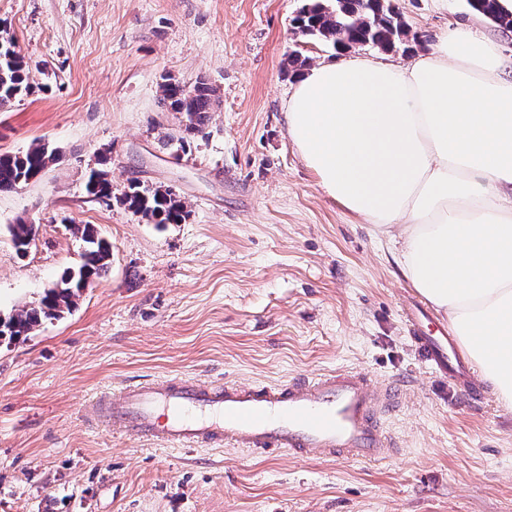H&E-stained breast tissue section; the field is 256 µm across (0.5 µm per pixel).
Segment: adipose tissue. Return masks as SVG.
Instances as JSON below:
<instances>
[{"instance_id":"adipose-tissue-1","label":"adipose tissue","mask_w":512,"mask_h":512,"mask_svg":"<svg viewBox=\"0 0 512 512\" xmlns=\"http://www.w3.org/2000/svg\"><path fill=\"white\" fill-rule=\"evenodd\" d=\"M512 57L476 23L405 66L311 68L288 135L325 192L399 245L401 273L512 401Z\"/></svg>"}]
</instances>
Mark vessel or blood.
Masks as SVG:
<instances>
[{
	"label": "vessel or blood",
	"instance_id": "b4317fda",
	"mask_svg": "<svg viewBox=\"0 0 512 512\" xmlns=\"http://www.w3.org/2000/svg\"><path fill=\"white\" fill-rule=\"evenodd\" d=\"M404 314L420 360L470 399L480 390L465 374L446 327L425 330L427 311L409 300ZM87 417L110 421L125 434L153 438L186 453L202 444L301 458H383L390 444L378 421L370 379L353 370L269 384L159 379L126 386L119 397L87 405Z\"/></svg>",
	"mask_w": 512,
	"mask_h": 512
}]
</instances>
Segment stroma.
<instances>
[{
    "label": "stroma",
    "instance_id": "stroma-1",
    "mask_svg": "<svg viewBox=\"0 0 512 512\" xmlns=\"http://www.w3.org/2000/svg\"><path fill=\"white\" fill-rule=\"evenodd\" d=\"M408 39L369 56L404 64L447 27L479 22L504 55L512 30L466 0H393ZM303 0H0V31L31 94L0 110V153L40 141L58 160L0 193V314L36 304L79 264L74 228L112 244L75 309L0 343V512H512V402L471 404L417 357L402 318L412 287L395 246L330 198L288 137L284 110L309 65L342 56L296 35ZM203 77L220 103L204 135L159 83ZM105 167L113 199L85 191ZM168 187L190 216L149 224L119 202L130 181ZM36 227L18 256L10 227ZM342 368L378 395L392 437L380 462L299 460L203 447L184 454L113 433L80 409L134 382H279Z\"/></svg>",
    "mask_w": 512,
    "mask_h": 512
}]
</instances>
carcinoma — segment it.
<instances>
[{
	"instance_id": "cac0c4a2",
	"label": "carcinoma",
	"mask_w": 512,
	"mask_h": 512,
	"mask_svg": "<svg viewBox=\"0 0 512 512\" xmlns=\"http://www.w3.org/2000/svg\"><path fill=\"white\" fill-rule=\"evenodd\" d=\"M471 11L503 29L512 30V12L504 10L501 0H467ZM295 29L303 37L332 43L336 47L372 46L391 50L408 36V28L391 0H306L294 18ZM32 89L29 69L16 50L13 38H0V108ZM162 100L173 112L182 115L180 145L203 133L209 114L216 104V89L204 78L187 86L166 76L160 83ZM58 159L56 150L36 143L26 151L0 154V192L18 189L38 178ZM86 192L102 200L112 199V181L103 169L91 171ZM119 201L134 215L150 224H181L189 218L185 203L169 188L132 183ZM83 242L81 263L67 269L48 288L37 304L14 311L0 322V340L10 342L27 338L46 321L59 320L77 305L84 280L102 277L112 255V245L86 224L77 228ZM13 245L25 255L35 238V227L21 222L12 225Z\"/></svg>"
}]
</instances>
